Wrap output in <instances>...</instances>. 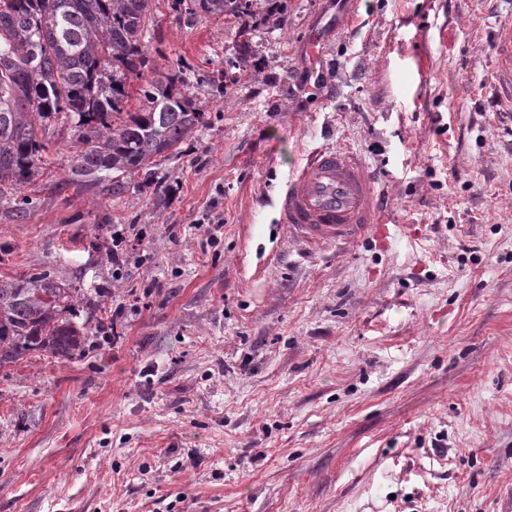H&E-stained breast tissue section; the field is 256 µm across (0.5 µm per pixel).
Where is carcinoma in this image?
I'll return each instance as SVG.
<instances>
[{"mask_svg": "<svg viewBox=\"0 0 512 512\" xmlns=\"http://www.w3.org/2000/svg\"><path fill=\"white\" fill-rule=\"evenodd\" d=\"M185 1L190 14L238 19L263 12L278 20L284 0ZM151 0H0V187L21 189L44 169L43 130L72 134L71 175L119 197L157 187L161 162L181 152L204 125L206 107L186 88L180 63H148ZM105 308L99 288H77L56 272L0 280V368L30 354L70 361L94 342ZM85 318L77 323L78 312Z\"/></svg>", "mask_w": 512, "mask_h": 512, "instance_id": "1", "label": "carcinoma"}]
</instances>
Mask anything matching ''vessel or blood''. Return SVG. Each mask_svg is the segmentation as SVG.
<instances>
[{"label":"vessel or blood","instance_id":"obj_1","mask_svg":"<svg viewBox=\"0 0 512 512\" xmlns=\"http://www.w3.org/2000/svg\"><path fill=\"white\" fill-rule=\"evenodd\" d=\"M500 68L512 82V27L496 34ZM381 195L365 161L331 147L311 151L293 167L277 197L276 222L311 248L351 244L381 232L376 222Z\"/></svg>","mask_w":512,"mask_h":512}]
</instances>
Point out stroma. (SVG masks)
<instances>
[{
	"instance_id": "obj_1",
	"label": "stroma",
	"mask_w": 512,
	"mask_h": 512,
	"mask_svg": "<svg viewBox=\"0 0 512 512\" xmlns=\"http://www.w3.org/2000/svg\"><path fill=\"white\" fill-rule=\"evenodd\" d=\"M155 3L150 68L207 105L165 194L74 180L61 135L25 211L0 194V279L107 298L80 356L0 369V512H512V0ZM320 146L366 161L386 240L277 226ZM189 2L194 7L189 12L192 15L203 13L212 17L224 16V19H238L245 15L260 14L259 11L262 10L263 17L266 19L278 20L286 12L284 0H189ZM496 50L499 55L500 69L506 72L509 82V92L512 97V27L501 26L496 34Z\"/></svg>"
}]
</instances>
